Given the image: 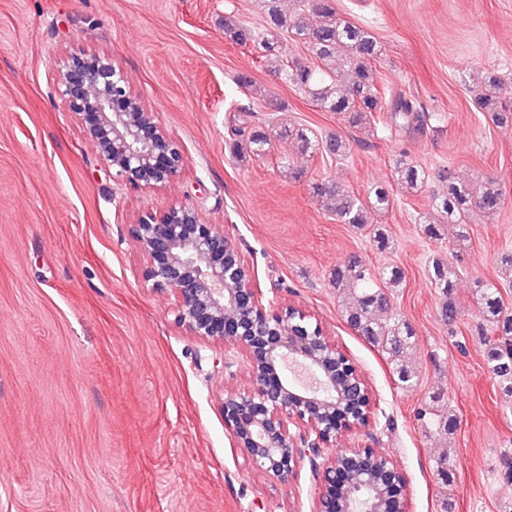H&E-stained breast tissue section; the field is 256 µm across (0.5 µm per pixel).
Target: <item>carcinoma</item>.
Wrapping results in <instances>:
<instances>
[{"label": "carcinoma", "mask_w": 512, "mask_h": 512, "mask_svg": "<svg viewBox=\"0 0 512 512\" xmlns=\"http://www.w3.org/2000/svg\"><path fill=\"white\" fill-rule=\"evenodd\" d=\"M281 0H264L265 26L260 32L234 19L224 17V34L239 45L253 44L261 58L278 62L282 79L307 91L320 108L334 112L353 128H369L376 124V113L391 108L396 125L407 130L425 128L426 116L411 97L402 92L391 93L377 83L375 62L382 56V46L365 27L350 22L338 14L336 0H296L295 9L285 12ZM312 14L316 22L310 24L306 16ZM302 46L313 64L298 59L283 58L282 44L286 40ZM469 80L476 85L475 104L479 111L496 123L512 121V101L499 93L500 81L474 71ZM233 147L243 154H259L268 145L266 131L233 126ZM286 136L298 143L303 152L314 150L315 141L307 130L292 128ZM397 185L408 193L422 189L426 176L417 166L404 160L395 167ZM442 190L432 197V208L437 222L425 225L430 238L442 239L443 227H457V241L467 238L465 224L474 210L493 212L504 197L501 187L493 180L474 189L461 183L450 173H437ZM313 196L323 209L341 224H350L370 231L375 239L384 237L379 226H370L367 211H386L394 203L387 186L376 184L365 197L352 195L333 182L316 183ZM430 282L443 296L440 317L453 325L459 309L452 298L457 271L447 258L434 255L429 266ZM401 282V273L394 266L377 270L358 257H350L336 264L330 273V283L340 294L349 292L350 300L342 304L345 322L360 336L387 355L401 386L414 384L416 373L407 365L414 349V330L392 308L393 289ZM474 295L482 309L483 359L499 385L501 393L512 399V312L505 307L500 288L493 283L476 282ZM415 418L424 431L435 436H448L454 420L441 414L432 405L417 410ZM498 472L504 481L512 484V448L500 450Z\"/></svg>", "instance_id": "carcinoma-1"}]
</instances>
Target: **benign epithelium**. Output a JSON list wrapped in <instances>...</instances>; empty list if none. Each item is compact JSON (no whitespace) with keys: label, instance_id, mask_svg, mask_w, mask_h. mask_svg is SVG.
<instances>
[{"label":"benign epithelium","instance_id":"7a95c632","mask_svg":"<svg viewBox=\"0 0 512 512\" xmlns=\"http://www.w3.org/2000/svg\"><path fill=\"white\" fill-rule=\"evenodd\" d=\"M54 94L95 146L104 168L136 189L175 180L186 162L180 142L132 91L123 67L100 54H65L55 62ZM141 263L137 282L169 293L176 323L190 335L245 355L249 386L224 393L221 413L235 445L258 472L296 477L309 460L319 475L314 512H405L406 479L392 463L375 480L360 479L370 449L340 450L317 462L353 432L373 429L372 397L360 368L336 347L310 312L267 297L254 267L198 209L174 205L144 212L127 227ZM234 282L235 288L226 287ZM359 480L351 499L339 487Z\"/></svg>","mask_w":512,"mask_h":512}]
</instances>
